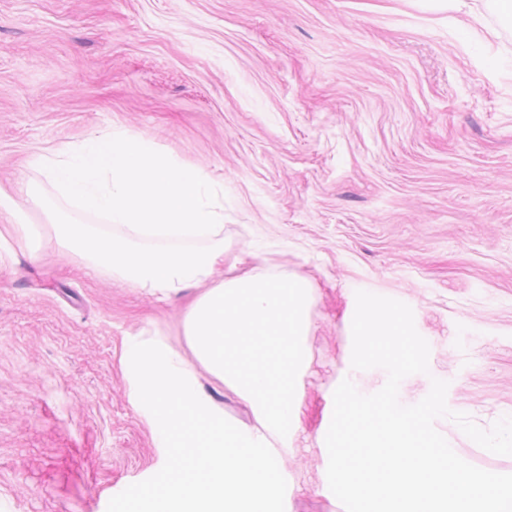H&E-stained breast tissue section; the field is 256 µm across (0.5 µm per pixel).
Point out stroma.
I'll return each mask as SVG.
<instances>
[{"instance_id":"35a3bbf8","label":"stroma","mask_w":512,"mask_h":512,"mask_svg":"<svg viewBox=\"0 0 512 512\" xmlns=\"http://www.w3.org/2000/svg\"><path fill=\"white\" fill-rule=\"evenodd\" d=\"M0 0V186L28 209L42 149L122 127L207 175L213 282L278 264L309 285L289 512H345L317 434L355 293L409 305L448 406L512 416V22L485 0ZM199 288L157 300L89 274L53 230L0 244V512H107L163 466L124 341L188 353ZM236 425L250 406L205 368Z\"/></svg>"}]
</instances>
